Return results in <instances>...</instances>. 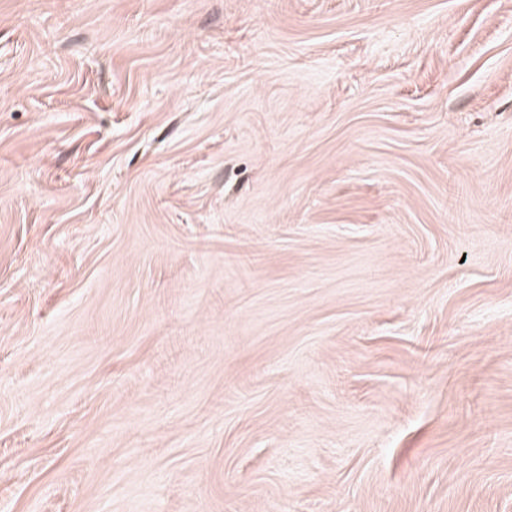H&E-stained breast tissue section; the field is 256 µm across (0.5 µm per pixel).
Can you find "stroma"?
I'll return each mask as SVG.
<instances>
[{"mask_svg": "<svg viewBox=\"0 0 512 512\" xmlns=\"http://www.w3.org/2000/svg\"><path fill=\"white\" fill-rule=\"evenodd\" d=\"M0 512H512V0H0Z\"/></svg>", "mask_w": 512, "mask_h": 512, "instance_id": "1", "label": "stroma"}]
</instances>
